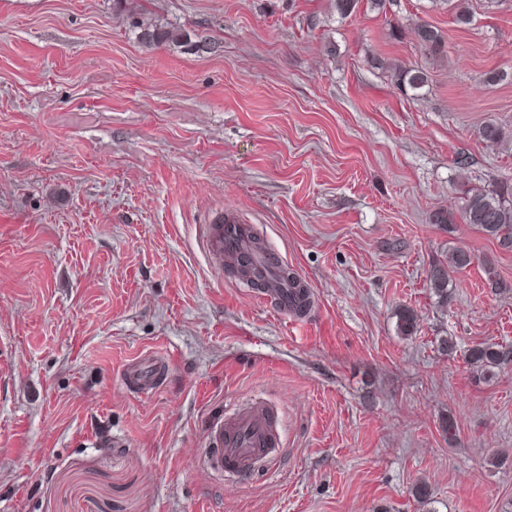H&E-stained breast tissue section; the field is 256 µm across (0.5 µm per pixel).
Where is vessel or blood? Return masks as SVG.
<instances>
[{
	"label": "vessel or blood",
	"instance_id": "obj_1",
	"mask_svg": "<svg viewBox=\"0 0 512 512\" xmlns=\"http://www.w3.org/2000/svg\"><path fill=\"white\" fill-rule=\"evenodd\" d=\"M205 245L209 251L226 257L231 264L247 260L263 277L262 298L275 303L283 313H290L294 290L282 275L278 257L269 253H251L246 239L230 225L213 226L205 238ZM168 367L165 360L140 358L125 366L120 374L121 382L128 391L149 395L160 388L161 378ZM211 436L214 443L211 468L238 480L249 476L260 461L275 457L282 447L274 411L261 402L225 414L223 421L214 425Z\"/></svg>",
	"mask_w": 512,
	"mask_h": 512
}]
</instances>
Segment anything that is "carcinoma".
<instances>
[{
  "mask_svg": "<svg viewBox=\"0 0 512 512\" xmlns=\"http://www.w3.org/2000/svg\"><path fill=\"white\" fill-rule=\"evenodd\" d=\"M414 34L419 51L424 56L432 59L443 55L445 39L436 27L420 22L415 25ZM390 78L397 89L411 94L414 99L423 96V90L429 85L428 72L421 66H394L390 69ZM479 137L483 141L495 143L505 137V132L497 124L487 123L480 128ZM458 218L494 240L499 250L512 251V187L501 186L487 190L464 185L460 190L459 214L438 210L433 214L432 221L451 232ZM475 260L477 256L469 248L457 246L448 251L445 259L431 265L428 281L439 302L447 304L452 301L456 287L455 274L470 267ZM480 262L489 287H504L494 259L485 256ZM416 326L417 315L414 311L402 310L398 316V334L411 336L416 332ZM466 356L470 365L482 374H491L512 363V347L481 342L470 347Z\"/></svg>",
  "mask_w": 512,
  "mask_h": 512,
  "instance_id": "obj_1",
  "label": "carcinoma"
}]
</instances>
